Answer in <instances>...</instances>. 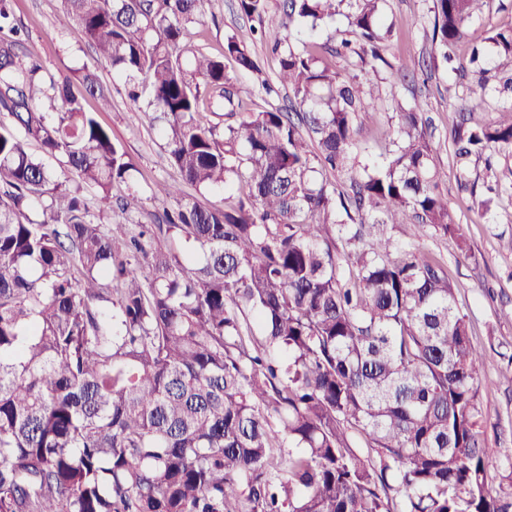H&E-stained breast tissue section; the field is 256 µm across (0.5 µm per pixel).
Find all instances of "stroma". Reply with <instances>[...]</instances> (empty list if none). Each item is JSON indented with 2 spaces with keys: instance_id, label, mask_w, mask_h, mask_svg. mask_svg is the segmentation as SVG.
Returning <instances> with one entry per match:
<instances>
[{
  "instance_id": "stroma-1",
  "label": "stroma",
  "mask_w": 512,
  "mask_h": 512,
  "mask_svg": "<svg viewBox=\"0 0 512 512\" xmlns=\"http://www.w3.org/2000/svg\"><path fill=\"white\" fill-rule=\"evenodd\" d=\"M431 0H386L384 15L393 24L392 63L402 65L405 80L396 85L380 84L375 111L360 113L356 120L360 164H377L392 126V95L419 99L426 104V117L439 143L435 163L442 173L439 190L463 227L470 246L461 253L455 240L440 237L421 224H399L392 231L402 244L429 253L447 272L460 290L459 299L474 326V342L485 352L479 375L480 401L484 414L482 443L491 462L489 481L499 485L511 467L500 457L504 448H512V373L507 372L501 352L512 348V195L502 194L488 215H479L472 207L468 192L462 190L450 144V129L458 115L456 108L468 92V83L446 66H434L431 58ZM15 13L28 32L26 52L39 58L45 67L59 75H70L88 68L96 71L112 87V106L99 110L95 100L86 107L98 111L100 121L112 131V138L128 152L134 165L136 186L146 197L144 211L137 220L154 223L167 202L157 196L159 185L177 180L164 140L149 116L130 102L112 69L104 60L80 42L64 0H15ZM257 21L241 16L237 0H209L203 22L198 27L197 43L204 51L217 54L227 35H235L252 52L261 69L260 77H246L254 88L256 109H289L287 93L269 97L258 92L259 79L275 81L278 64L266 43L255 30ZM512 26V0H486L479 17L468 27V35L457 47L460 59H467L471 43L483 41L495 29Z\"/></svg>"
}]
</instances>
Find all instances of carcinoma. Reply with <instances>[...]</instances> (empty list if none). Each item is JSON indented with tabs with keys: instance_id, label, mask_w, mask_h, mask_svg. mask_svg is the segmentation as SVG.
I'll use <instances>...</instances> for the list:
<instances>
[{
	"instance_id": "obj_1",
	"label": "carcinoma",
	"mask_w": 512,
	"mask_h": 512,
	"mask_svg": "<svg viewBox=\"0 0 512 512\" xmlns=\"http://www.w3.org/2000/svg\"><path fill=\"white\" fill-rule=\"evenodd\" d=\"M207 2L65 0L181 177L162 186L174 207L135 224L112 219L144 209L133 163L83 106L109 108V89L30 58L0 0V512H512V448L508 484L487 482L483 353L458 288L390 234L424 224L468 248L424 104L396 102L384 163L355 164L375 80L401 76L385 0H238L267 23L295 113L251 108L241 78L259 67L235 36L219 56L195 45ZM485 2L432 0L434 61L453 64ZM338 16L352 38L318 42ZM288 23L306 39L279 36ZM488 41L456 71L512 113V27ZM482 111L461 99L450 137L461 184L484 160L485 212L512 192V121Z\"/></svg>"
}]
</instances>
